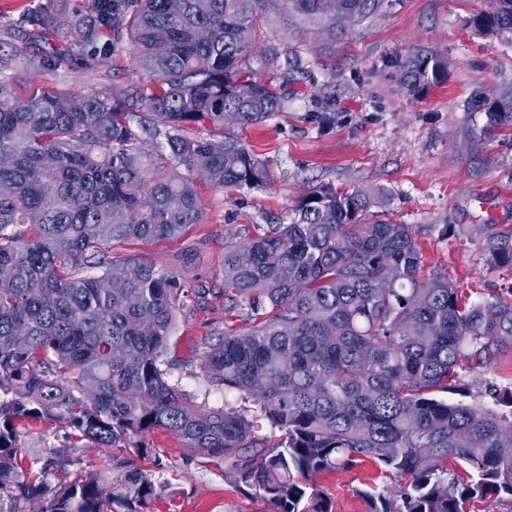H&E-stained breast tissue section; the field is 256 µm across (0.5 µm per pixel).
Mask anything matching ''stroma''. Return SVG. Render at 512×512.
I'll use <instances>...</instances> for the list:
<instances>
[{"instance_id": "35a3bbf8", "label": "stroma", "mask_w": 512, "mask_h": 512, "mask_svg": "<svg viewBox=\"0 0 512 512\" xmlns=\"http://www.w3.org/2000/svg\"><path fill=\"white\" fill-rule=\"evenodd\" d=\"M47 3L65 17L92 12L91 0H0V59L9 62L0 77L12 82L17 97L148 83L125 49L104 66L46 72L28 65L32 55L85 49L69 29L30 24V15ZM489 7V0H385L378 13L336 38L302 22L291 27L276 20L265 29L247 68L263 79L286 81L285 111L261 125L220 129L206 123L190 133L217 143L234 135L267 162L271 182L224 188L198 182L201 221L184 237L129 242L112 251L114 259L135 254L184 280L164 355L170 383L213 407L241 406L239 394L208 386L201 370L215 333L241 324L227 315L224 247L267 225L288 223L295 203L313 186L384 190L377 212L411 225L428 269L487 295L512 287V267L494 261L497 247L512 244V129L472 140L473 129L484 124L483 114L471 109L473 97L512 90V33L488 34L473 23ZM416 51L442 58L447 74L442 84L411 95L398 76ZM325 101L334 118L321 127L310 116ZM464 380L474 402L493 406L485 388L512 389V354L465 372ZM150 442L149 455L134 463L163 488L154 512H269L254 490L227 474L223 459L196 456L163 430ZM18 445L32 475L40 473L35 455L56 458L54 483L112 472L108 454L86 447L55 419L20 427ZM318 482L333 512H366L361 491L389 479L365 461L323 473Z\"/></svg>"}]
</instances>
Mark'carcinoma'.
<instances>
[{"mask_svg": "<svg viewBox=\"0 0 512 512\" xmlns=\"http://www.w3.org/2000/svg\"><path fill=\"white\" fill-rule=\"evenodd\" d=\"M92 0L93 19L65 21L52 8L32 25L67 26L81 41L112 31L101 65L126 44L155 87L132 81L19 100L0 78V502L8 512H150L158 486L112 457L116 476L53 485L19 470L18 426L58 417L102 452L148 453L155 429L198 455L224 459L270 512H332L316 477L372 459L399 480L364 491L367 512H487L512 500V390L498 408L463 394L468 363L512 353V289L473 299L441 274L423 275L408 224L367 218L380 195L312 187L286 224L224 249V287L248 308V326L226 328L204 352L207 382L234 390L255 413L198 403L166 379L181 301L180 276L137 255L112 260L130 241L173 239L199 223L196 181L260 185L268 166L238 138L186 135L203 121L260 125L281 112L283 85L244 70L269 12L343 35L384 0ZM512 32V0L475 19ZM34 65L68 68L65 54ZM443 63L416 52L401 83L439 82ZM486 130L512 128V93L482 97ZM133 117L163 127L170 162L140 147ZM281 432L270 446L261 421Z\"/></svg>", "mask_w": 512, "mask_h": 512, "instance_id": "obj_1", "label": "carcinoma"}]
</instances>
